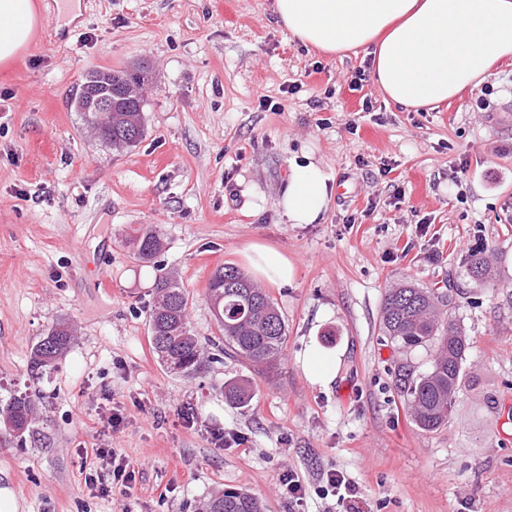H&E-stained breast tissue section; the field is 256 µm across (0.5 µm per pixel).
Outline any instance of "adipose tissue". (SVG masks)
I'll use <instances>...</instances> for the list:
<instances>
[{
    "instance_id": "1",
    "label": "adipose tissue",
    "mask_w": 512,
    "mask_h": 512,
    "mask_svg": "<svg viewBox=\"0 0 512 512\" xmlns=\"http://www.w3.org/2000/svg\"><path fill=\"white\" fill-rule=\"evenodd\" d=\"M273 14L303 47L341 57L363 52L387 102L415 112L458 97L512 59V0H274ZM38 24L32 0H0L1 66L27 47ZM328 181L315 160L293 166L278 201L288 223L321 219ZM241 257L272 285L294 278L293 262L271 246L250 243Z\"/></svg>"
}]
</instances>
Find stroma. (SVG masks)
I'll use <instances>...</instances> for the list:
<instances>
[{
	"mask_svg": "<svg viewBox=\"0 0 512 512\" xmlns=\"http://www.w3.org/2000/svg\"><path fill=\"white\" fill-rule=\"evenodd\" d=\"M33 3L41 25L0 69V402L38 407L26 442L0 423L10 512H195L227 489L265 512H340L324 491L330 469L357 484L359 512H512V60L485 80L488 110H474L475 87L410 112L373 80L351 90L369 58L303 48L273 0ZM139 62L151 73L146 131L117 154L71 102L87 71ZM306 151L330 175L329 207L290 224L278 199ZM147 226L203 340L217 333L214 270L241 266L252 242L288 255L294 281L265 287L288 326L277 365L226 356L191 377L161 366L147 320L155 272L131 245ZM476 248L492 266L482 281L467 273ZM406 279L451 281V315L471 339L457 402L430 432L395 371L427 372L432 350L398 349L380 326L386 288ZM61 320L76 339L32 379L30 350ZM311 346L341 356L328 386L302 368ZM240 378L254 390L246 407L224 398ZM221 432L244 445L222 446ZM100 446L137 468L126 492L86 487L81 456ZM289 470L303 503L282 491Z\"/></svg>",
	"mask_w": 512,
	"mask_h": 512,
	"instance_id": "stroma-1",
	"label": "stroma"
}]
</instances>
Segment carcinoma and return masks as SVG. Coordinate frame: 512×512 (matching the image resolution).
<instances>
[{
  "instance_id": "cac0c4a2",
  "label": "carcinoma",
  "mask_w": 512,
  "mask_h": 512,
  "mask_svg": "<svg viewBox=\"0 0 512 512\" xmlns=\"http://www.w3.org/2000/svg\"><path fill=\"white\" fill-rule=\"evenodd\" d=\"M147 73L143 65L133 71L92 70L85 82L105 84L112 90V111L86 112L82 94L72 106L92 135L102 145L120 153L140 142L145 133L143 93L129 94L136 78ZM134 254L144 263H152L164 248L153 228L139 231L133 240ZM468 273L475 280L489 275L490 267L483 250L469 255ZM154 304L148 311V326L156 329L160 344H152L160 364L175 374L201 372L222 355L253 365L271 367L282 356L288 327L273 299L257 283L233 266L218 268L206 289L211 307L218 310L219 335L209 338L215 352L203 353L201 340L191 329L188 319L189 297L176 277L155 276ZM448 286H421L406 282L386 292L381 324L387 336L402 349L420 346L434 348L429 372L417 374L408 365L398 367L395 385L408 404L417 426L434 431L448 423L461 385V370L469 341L463 329L448 319L452 295ZM75 329L61 321L31 349L28 369L41 377L55 367L57 360L70 348ZM227 401L245 407L253 399L247 379L224 386ZM35 403L28 396H14L0 404V419L20 427H30ZM201 512H263L262 504L251 494L226 490L212 496Z\"/></svg>"
}]
</instances>
